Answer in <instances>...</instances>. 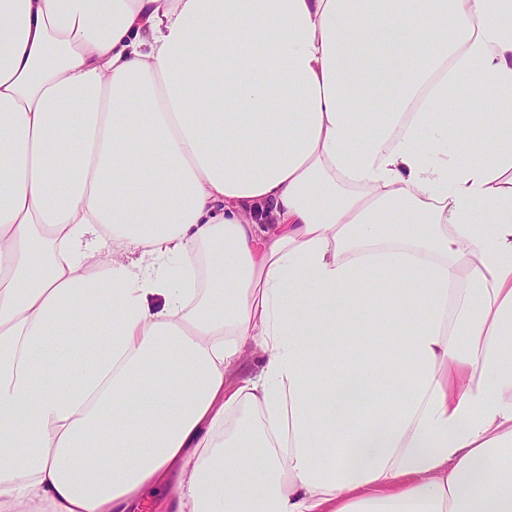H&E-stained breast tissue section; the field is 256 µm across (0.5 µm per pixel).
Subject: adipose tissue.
<instances>
[{
  "instance_id": "ef3b65f1",
  "label": "adipose tissue",
  "mask_w": 512,
  "mask_h": 512,
  "mask_svg": "<svg viewBox=\"0 0 512 512\" xmlns=\"http://www.w3.org/2000/svg\"><path fill=\"white\" fill-rule=\"evenodd\" d=\"M161 481L512 512V0H0V512Z\"/></svg>"
}]
</instances>
